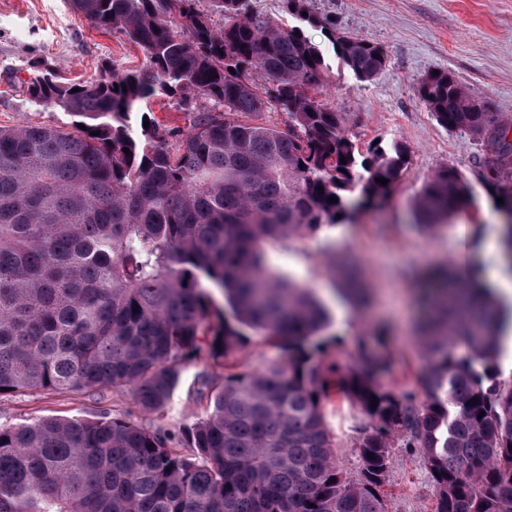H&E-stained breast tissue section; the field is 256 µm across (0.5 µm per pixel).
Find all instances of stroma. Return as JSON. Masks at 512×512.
<instances>
[{
    "label": "stroma",
    "instance_id": "35a3bbf8",
    "mask_svg": "<svg viewBox=\"0 0 512 512\" xmlns=\"http://www.w3.org/2000/svg\"><path fill=\"white\" fill-rule=\"evenodd\" d=\"M305 8L316 22L302 30L328 66L319 98L344 115L359 150L399 145L406 161L384 205L366 203L352 216L307 238L280 243L270 253L276 265L314 288L326 304L330 321L322 336L340 342L342 359L356 358L359 345H366L390 360L384 385L416 392L423 371L417 337L427 276L457 258L486 270L498 262L500 250V208L484 181L490 154L478 138L439 125L416 84L427 73L448 72L473 101L512 125V0H306ZM336 33L380 47L385 69L369 81L356 78L336 56ZM38 61L52 65L62 81L82 83L98 78L108 65L120 72L139 69L144 56L122 36L92 27L72 0H0V127L71 124V115L61 108L30 101L27 85ZM142 110L131 121L133 133H140L145 119L165 128H189V114L173 100L157 97ZM445 168L460 176L465 203L450 227L427 233L414 202L425 182ZM328 247L359 265L369 291L366 305L353 308L334 291L324 253ZM245 335L223 362L230 371L251 373L282 359L281 349L261 331L249 329ZM218 367L204 352L186 362L167 405L155 413L142 411L127 388L95 394L43 391L1 396L0 425L45 417H121L150 431L176 432L206 414L209 402L199 394V376ZM327 415L336 461L349 477H357L355 444L363 417L336 394ZM384 493L388 512L435 510L425 460L403 442L390 450Z\"/></svg>",
    "mask_w": 512,
    "mask_h": 512
}]
</instances>
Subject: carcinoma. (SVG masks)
Segmentation results:
<instances>
[{
	"label": "carcinoma",
	"mask_w": 512,
	"mask_h": 512,
	"mask_svg": "<svg viewBox=\"0 0 512 512\" xmlns=\"http://www.w3.org/2000/svg\"><path fill=\"white\" fill-rule=\"evenodd\" d=\"M73 5L138 46L144 64L77 85L45 64L32 101L59 100L76 121L0 129V396L129 387L157 412L208 337L215 361L244 327L284 357L261 372L201 375L210 412L179 437L118 418L0 426V512H387L397 440L438 472L435 512H512V384L498 364L512 307L475 271L458 283L445 275L423 326L419 405L379 382L387 364L363 346L351 363L325 361V307L267 260L269 245L351 214V196L385 199L404 165L400 148L361 157L345 118L315 94L327 66L301 27L245 0ZM336 52L361 80L386 66L355 37H336ZM418 92L442 126L488 136L486 181L503 198L500 260L512 274V128L473 111L447 73ZM163 95L192 113L190 130L133 137L131 114ZM202 99L211 108H197ZM271 105L285 128L258 121ZM464 193L456 171H438L416 202L420 227L448 223ZM328 270L353 304L364 300L348 261L333 257ZM212 288L227 303L219 315ZM333 389L364 416L355 479L333 453Z\"/></svg>",
	"instance_id": "carcinoma-1"
}]
</instances>
